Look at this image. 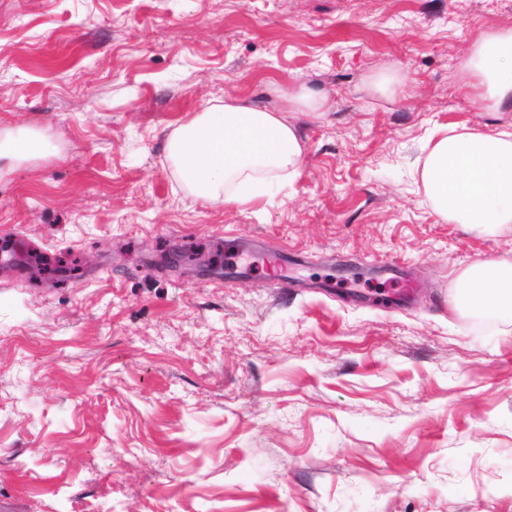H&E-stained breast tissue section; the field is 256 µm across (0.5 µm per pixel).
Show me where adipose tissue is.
<instances>
[{
  "label": "adipose tissue",
  "mask_w": 512,
  "mask_h": 512,
  "mask_svg": "<svg viewBox=\"0 0 512 512\" xmlns=\"http://www.w3.org/2000/svg\"><path fill=\"white\" fill-rule=\"evenodd\" d=\"M465 68L478 78L475 104L491 109L512 99V29L486 34ZM180 180L209 205L259 202L269 183L299 173L303 146L284 113L225 101L195 113L168 140ZM421 181L445 222L490 232L512 229V133L467 130L425 147ZM471 309L512 318V263L482 261L461 276Z\"/></svg>",
  "instance_id": "1"
}]
</instances>
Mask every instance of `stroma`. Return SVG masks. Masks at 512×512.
Instances as JSON below:
<instances>
[{
    "mask_svg": "<svg viewBox=\"0 0 512 512\" xmlns=\"http://www.w3.org/2000/svg\"><path fill=\"white\" fill-rule=\"evenodd\" d=\"M509 27L512 0H0V130L48 144L0 160V512H512V319L457 290L512 232L420 179L437 131H512L461 66ZM227 99L304 144L234 208L167 151Z\"/></svg>",
    "mask_w": 512,
    "mask_h": 512,
    "instance_id": "35a3bbf8",
    "label": "stroma"
}]
</instances>
